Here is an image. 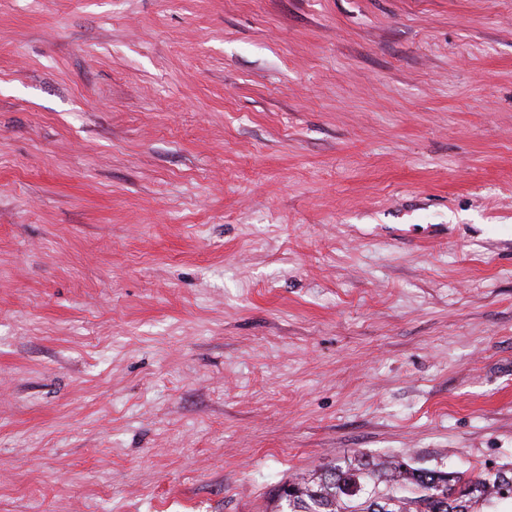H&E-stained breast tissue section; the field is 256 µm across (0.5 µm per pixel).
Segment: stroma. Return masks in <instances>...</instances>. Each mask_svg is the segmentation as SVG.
Segmentation results:
<instances>
[{
	"instance_id": "35a3bbf8",
	"label": "stroma",
	"mask_w": 512,
	"mask_h": 512,
	"mask_svg": "<svg viewBox=\"0 0 512 512\" xmlns=\"http://www.w3.org/2000/svg\"><path fill=\"white\" fill-rule=\"evenodd\" d=\"M512 463V0H0V512H266Z\"/></svg>"
}]
</instances>
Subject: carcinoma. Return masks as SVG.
Instances as JSON below:
<instances>
[{"label": "carcinoma", "mask_w": 512, "mask_h": 512, "mask_svg": "<svg viewBox=\"0 0 512 512\" xmlns=\"http://www.w3.org/2000/svg\"><path fill=\"white\" fill-rule=\"evenodd\" d=\"M512 507V465L468 476L406 457L357 453L288 481L272 512H501Z\"/></svg>", "instance_id": "cac0c4a2"}]
</instances>
